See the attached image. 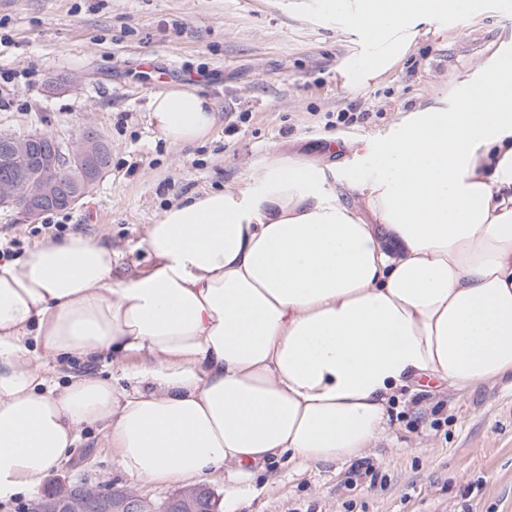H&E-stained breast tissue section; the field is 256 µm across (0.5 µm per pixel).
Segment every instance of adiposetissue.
Masks as SVG:
<instances>
[{
	"label": "adipose tissue",
	"mask_w": 512,
	"mask_h": 512,
	"mask_svg": "<svg viewBox=\"0 0 512 512\" xmlns=\"http://www.w3.org/2000/svg\"><path fill=\"white\" fill-rule=\"evenodd\" d=\"M444 0H320L376 28L362 79L412 49ZM494 103L483 107L486 87ZM160 138L216 123L195 88L156 95ZM366 170L269 155L261 189L209 188L148 225L147 273L112 277L80 231L0 263V500L34 494L101 425L119 468L151 483L247 478L367 456L421 378L464 396L512 372V33L387 135L348 140ZM111 354L128 387L49 362Z\"/></svg>",
	"instance_id": "adipose-tissue-1"
}]
</instances>
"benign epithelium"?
Segmentation results:
<instances>
[{"mask_svg": "<svg viewBox=\"0 0 512 512\" xmlns=\"http://www.w3.org/2000/svg\"><path fill=\"white\" fill-rule=\"evenodd\" d=\"M104 139L94 128L84 129L76 145L46 133L0 139V166L17 157L28 160L29 174L16 180L0 173V207L20 210L36 224L49 209L66 210L82 201L104 172L100 158ZM203 487L186 489L159 506L129 489H101L87 481L60 484L39 497L26 512H210Z\"/></svg>", "mask_w": 512, "mask_h": 512, "instance_id": "benign-epithelium-1", "label": "benign epithelium"}]
</instances>
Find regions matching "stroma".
Instances as JSON below:
<instances>
[{
	"instance_id": "obj_1",
	"label": "stroma",
	"mask_w": 512,
	"mask_h": 512,
	"mask_svg": "<svg viewBox=\"0 0 512 512\" xmlns=\"http://www.w3.org/2000/svg\"><path fill=\"white\" fill-rule=\"evenodd\" d=\"M318 0H0V133L46 132L76 142L94 126L112 149L91 195L29 223L0 208V241L24 257L41 238L74 230L111 243L112 276L153 264L146 225L171 204L215 187H241L278 153L335 168L336 192L356 161L333 138L388 134L400 116L447 94L512 32L496 0H467V15H433L400 64L356 85L363 30L322 16ZM209 96L218 119L206 139L175 149L159 138L152 98L176 87ZM354 115L351 123L339 113ZM391 433L360 466L295 469L287 459L235 482L206 486L219 512H512V373L463 398L426 390L395 400ZM126 488L161 501L176 485L122 473L92 426L55 475Z\"/></svg>"
}]
</instances>
